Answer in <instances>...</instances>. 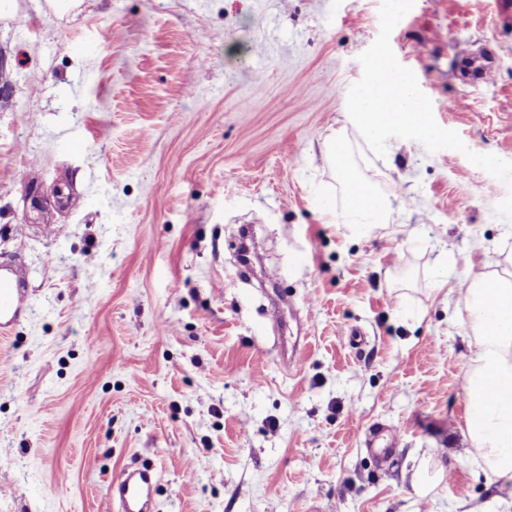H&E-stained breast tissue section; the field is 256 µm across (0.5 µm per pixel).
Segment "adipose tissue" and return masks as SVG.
Segmentation results:
<instances>
[{
  "mask_svg": "<svg viewBox=\"0 0 512 512\" xmlns=\"http://www.w3.org/2000/svg\"><path fill=\"white\" fill-rule=\"evenodd\" d=\"M367 68L369 76L355 93L363 126L377 138L393 128L422 141L435 138L432 125L420 119L428 106L416 94V76L398 68L383 51L370 58ZM325 148L343 183L353 187L344 198L342 223L358 228L385 224L388 200L371 180L352 173L344 141L330 139ZM460 293L475 347L466 376L465 432L493 480L501 489H512V273L468 278ZM487 384L494 388L493 400L478 401L477 393Z\"/></svg>",
  "mask_w": 512,
  "mask_h": 512,
  "instance_id": "ef3b65f1",
  "label": "adipose tissue"
}]
</instances>
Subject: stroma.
I'll use <instances>...</instances> for the list:
<instances>
[{
	"label": "stroma",
	"mask_w": 512,
	"mask_h": 512,
	"mask_svg": "<svg viewBox=\"0 0 512 512\" xmlns=\"http://www.w3.org/2000/svg\"><path fill=\"white\" fill-rule=\"evenodd\" d=\"M386 8L9 0L0 258H23L29 289L0 340V512H105L134 463L155 469L158 512H512L460 429L458 292L512 250V11L405 0L384 25ZM381 48L441 139L377 142L352 113ZM461 48L493 54L488 81L460 75ZM335 136L386 226L321 210L343 199ZM377 422L400 431L383 466ZM425 462L446 472L423 496Z\"/></svg>",
	"instance_id": "1"
}]
</instances>
